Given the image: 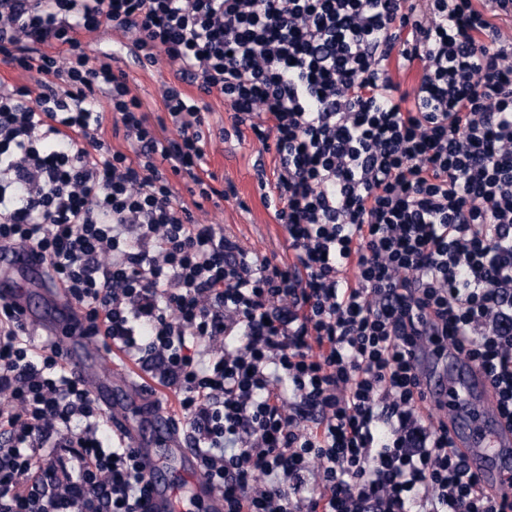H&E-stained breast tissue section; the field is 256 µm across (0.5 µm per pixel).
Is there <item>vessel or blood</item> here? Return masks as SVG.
I'll return each instance as SVG.
<instances>
[{
	"instance_id": "1",
	"label": "vessel or blood",
	"mask_w": 512,
	"mask_h": 512,
	"mask_svg": "<svg viewBox=\"0 0 512 512\" xmlns=\"http://www.w3.org/2000/svg\"><path fill=\"white\" fill-rule=\"evenodd\" d=\"M20 272L37 279L43 276L40 264L28 250H0V295L12 298L25 319L63 346L70 373L87 385L104 412L130 436L149 473L148 512H184L181 499L167 482L166 468L173 460L197 472L194 450L187 447L168 416L137 395L133 380L113 376L111 367L102 361L101 347L81 336L78 310L62 289H49L45 310L37 311L16 278ZM419 367L428 398L448 403L453 438L469 468L491 492L500 496L512 493V485L505 481L512 471V427L497 415L484 373L454 356L438 360L428 350L421 355ZM156 446L167 448L168 461L154 458L152 449Z\"/></svg>"
}]
</instances>
